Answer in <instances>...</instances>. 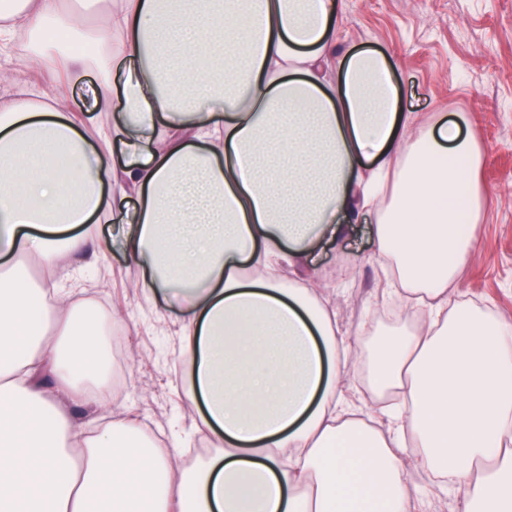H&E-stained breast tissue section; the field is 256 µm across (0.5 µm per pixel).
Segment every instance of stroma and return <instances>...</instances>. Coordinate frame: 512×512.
<instances>
[{"mask_svg":"<svg viewBox=\"0 0 512 512\" xmlns=\"http://www.w3.org/2000/svg\"><path fill=\"white\" fill-rule=\"evenodd\" d=\"M339 52L370 50L386 56L401 91L400 107L432 120L466 115L481 150L482 217L473 230L469 266L456 283L459 300L488 309L512 324V0H338ZM373 220L310 253L317 277L330 286L343 333L354 337L382 313L384 281L375 254ZM82 270V302L110 314L121 307L123 331L99 332L102 349L120 342L123 356L107 367L120 381L137 419L152 431L175 428L197 438V416L184 394L179 341L185 316L147 299L137 273L101 224L79 261L63 258L61 272Z\"/></svg>","mask_w":512,"mask_h":512,"instance_id":"obj_1","label":"stroma"}]
</instances>
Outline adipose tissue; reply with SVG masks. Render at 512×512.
Listing matches in <instances>:
<instances>
[{
	"label": "adipose tissue",
	"mask_w": 512,
	"mask_h": 512,
	"mask_svg": "<svg viewBox=\"0 0 512 512\" xmlns=\"http://www.w3.org/2000/svg\"><path fill=\"white\" fill-rule=\"evenodd\" d=\"M336 6L108 0L101 26L59 0L0 7V45L34 36L38 74L0 65V512H422L418 471L449 480L456 512H512V325L451 287L472 247L458 203L480 209L477 142L400 111L382 54L337 55ZM91 70V109L115 114L94 140L66 99ZM369 215L415 327L365 360L309 251ZM112 221L148 298L187 315L206 461L135 418L75 417L112 388L98 323L54 268Z\"/></svg>",
	"instance_id": "ef3b65f1"
}]
</instances>
